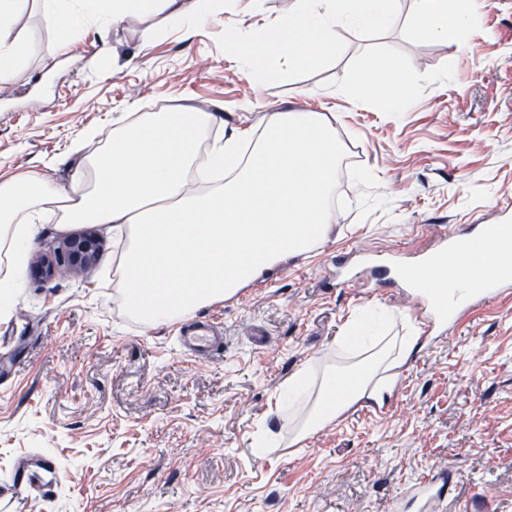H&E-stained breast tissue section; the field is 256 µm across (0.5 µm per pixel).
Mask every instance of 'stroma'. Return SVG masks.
Instances as JSON below:
<instances>
[{"label": "stroma", "instance_id": "1", "mask_svg": "<svg viewBox=\"0 0 512 512\" xmlns=\"http://www.w3.org/2000/svg\"><path fill=\"white\" fill-rule=\"evenodd\" d=\"M294 4L228 0L173 32L156 33L153 17L92 25L69 43L38 7L19 17L27 57L0 77V182L39 171L70 190L104 134L156 107L219 113L217 143L281 112L319 113L353 173L337 185L343 205L314 253L252 283L243 302L203 308L224 327V348L208 359L184 355L172 323H137L123 310L109 276L121 254L111 225L93 227L96 266L46 278L36 258L81 227L38 224L21 286L0 311V512H388L436 466L458 473L451 500L512 512V299L415 350L384 418L355 404L343 424L299 439L292 425L317 387L295 409L277 404L296 371L317 377L359 361L339 338L365 308L383 313L382 335L420 333L397 289L360 300L331 287L337 250H415L512 200V0L480 10L462 50L405 22L340 27L334 58L260 81L224 32H263ZM372 56L408 70L403 111L344 94Z\"/></svg>", "mask_w": 512, "mask_h": 512}]
</instances>
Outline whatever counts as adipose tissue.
Here are the masks:
<instances>
[{"mask_svg":"<svg viewBox=\"0 0 512 512\" xmlns=\"http://www.w3.org/2000/svg\"><path fill=\"white\" fill-rule=\"evenodd\" d=\"M28 2L0 0V75L25 59L26 46L15 28ZM39 3L66 41L81 37L93 20L107 28L157 16L168 31L224 7L223 0H197L191 13L181 0ZM479 7V0H411V17L419 35L461 49ZM401 13V0H295L292 13L277 24L288 38L274 51L235 29L226 30L225 42L262 78L275 56L287 58L293 71L333 58L337 26L386 30L398 25ZM366 88L383 89L386 106L398 112L410 99V75L377 59L348 90ZM219 122L210 112H143L105 137L102 153L78 167L70 191L41 173L0 182V251L9 261L0 272V309L8 308L20 285L19 263L32 246L34 223L49 213L65 226L110 224L126 233L129 248L113 285L144 323L192 317L288 259L316 250L333 216L329 199L341 146L332 127L314 112L279 113L246 156L243 134L226 137L210 153L224 182L200 193L190 186L198 168L195 146ZM369 343L375 348L369 357L323 374L321 406L306 430L357 401L381 404L393 396L397 369L413 352L415 339L403 336L382 346L373 336Z\"/></svg>","mask_w":512,"mask_h":512,"instance_id":"1","label":"adipose tissue"}]
</instances>
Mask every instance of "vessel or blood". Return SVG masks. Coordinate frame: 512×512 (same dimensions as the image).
Listing matches in <instances>:
<instances>
[{
  "label": "vessel or blood",
  "instance_id": "obj_1",
  "mask_svg": "<svg viewBox=\"0 0 512 512\" xmlns=\"http://www.w3.org/2000/svg\"><path fill=\"white\" fill-rule=\"evenodd\" d=\"M497 213V223L479 222L470 225L465 233L452 226L443 228L436 234L433 244L412 256L397 252L381 259L362 249H350L336 262V284L376 288L383 280L397 278L402 294L414 303L422 343L433 347L446 341L449 331L458 326L467 313L512 295V254L499 256L492 271L454 279L446 289L419 287L410 272L427 266L434 259L448 258L472 242L511 231L512 202H502ZM177 337L186 352L202 359L211 357L224 346L223 329L210 317L179 324ZM452 476L448 468H433L406 484L400 496L391 502V512H404L410 504L419 505L421 512H448V486Z\"/></svg>",
  "mask_w": 512,
  "mask_h": 512
}]
</instances>
